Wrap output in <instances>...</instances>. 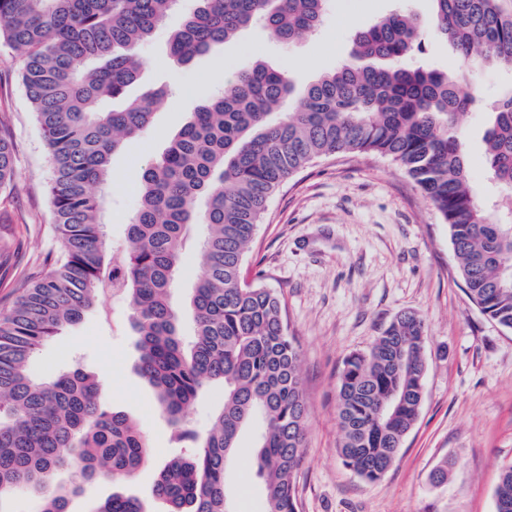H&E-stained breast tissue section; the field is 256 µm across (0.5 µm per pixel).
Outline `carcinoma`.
<instances>
[{
  "label": "carcinoma",
  "instance_id": "obj_1",
  "mask_svg": "<svg viewBox=\"0 0 512 512\" xmlns=\"http://www.w3.org/2000/svg\"><path fill=\"white\" fill-rule=\"evenodd\" d=\"M178 2L0 0V41L24 51L22 86L49 150L57 233L47 272L0 311V501L26 487L42 495V512H67L85 485L129 479L150 459L139 426L105 404L90 373L73 366L38 380L31 370L42 347L78 324L118 272L137 336L136 372L183 448L154 486L165 512H229L224 475L241 432L256 422L252 472L266 512H300L295 473L307 404L299 347L281 298L259 285L265 272L252 283L241 272L270 197L319 157L365 153L399 163L448 224L469 299L512 329V89L491 107L484 134L489 174L504 192L492 210L474 196L459 124L480 106L467 74L512 66V11L503 0H434L436 33L465 67L458 75L405 64L423 42L418 18L401 12L357 31L346 63L299 88L282 71L245 65L145 169L123 256H107L98 190L108 184L111 156L150 127L167 97L163 86L137 97L129 90L141 76L139 47ZM326 2L194 0L170 33V53L188 65L256 23L290 46L320 26ZM104 100L123 106L105 111ZM287 101L290 112L269 121ZM15 180L12 139L0 133V189ZM193 251L203 267L187 302V339L172 296ZM425 339L424 322L401 314L369 349L344 360L338 453L365 480L386 474L419 417ZM212 385L222 400L207 428L187 427L186 408ZM61 469L72 481L56 487ZM494 499L496 512H512V466ZM93 512L146 510L139 498L114 492Z\"/></svg>",
  "mask_w": 512,
  "mask_h": 512
}]
</instances>
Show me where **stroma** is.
Segmentation results:
<instances>
[{
	"label": "stroma",
	"instance_id": "stroma-1",
	"mask_svg": "<svg viewBox=\"0 0 512 512\" xmlns=\"http://www.w3.org/2000/svg\"><path fill=\"white\" fill-rule=\"evenodd\" d=\"M433 14L432 0H331L318 30L293 45L256 25L199 58L192 67L172 59L168 39L183 20L170 12L140 47L144 61L137 95L170 90L151 127L111 158L103 190L102 220L110 253L121 256L126 226L139 206L144 168L167 148L197 104L260 60L300 85L345 63L354 34L390 13ZM24 57L0 43V130L14 144L17 178L0 191V309L8 308L28 277L43 268L54 243L53 207L46 191L49 153L21 84ZM487 109L461 119L475 196L491 202L495 188L485 164ZM285 305L289 331L300 351L307 399V436L296 474L301 512H495L494 490L512 466V330L482 314L465 295L447 224L404 169L373 154L320 158L269 200L242 270ZM403 311L416 312L428 336L419 418L394 463L379 481L346 468L340 440L337 392L344 359L367 350ZM136 338L124 297L107 296L77 326L46 344L32 364L43 379L78 365L99 380L110 407L132 418L149 440L150 460L120 483L96 482L71 497L68 512H92L120 491L138 497L146 512H161L154 481L173 454L172 428L154 393L137 375ZM256 428L240 439L243 451L228 468L232 512H265L261 482L248 476V448ZM447 463V484L430 475Z\"/></svg>",
	"mask_w": 512,
	"mask_h": 512
}]
</instances>
